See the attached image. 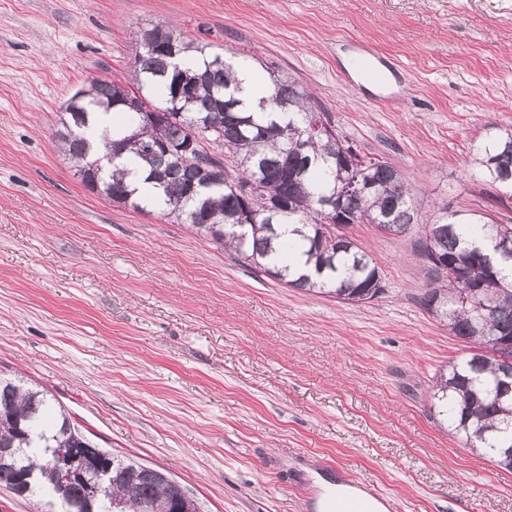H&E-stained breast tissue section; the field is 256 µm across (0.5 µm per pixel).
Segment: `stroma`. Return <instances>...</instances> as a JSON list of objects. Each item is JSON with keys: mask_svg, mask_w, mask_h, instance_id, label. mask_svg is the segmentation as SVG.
<instances>
[{"mask_svg": "<svg viewBox=\"0 0 512 512\" xmlns=\"http://www.w3.org/2000/svg\"><path fill=\"white\" fill-rule=\"evenodd\" d=\"M159 23L313 90L349 145L416 188L422 222L512 225V196L469 162L487 124L512 126V0H0V377L167 471L200 512H316L325 480L400 512H512V472L438 414L436 379L468 349L422 305L438 278L422 222L346 227L385 288L345 304L83 186L59 109L125 76ZM369 48L384 81L349 64Z\"/></svg>", "mask_w": 512, "mask_h": 512, "instance_id": "obj_1", "label": "stroma"}]
</instances>
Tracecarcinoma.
Listing matches in <instances>:
<instances>
[{
	"instance_id": "cac0c4a2",
	"label": "carcinoma",
	"mask_w": 512,
	"mask_h": 512,
	"mask_svg": "<svg viewBox=\"0 0 512 512\" xmlns=\"http://www.w3.org/2000/svg\"><path fill=\"white\" fill-rule=\"evenodd\" d=\"M162 31L173 32L175 27L157 24L141 32L132 85L94 79L82 89L83 97L73 109L60 112L53 137L77 172L112 156V165L97 180H82L84 186L116 204L173 216L292 288L330 294L348 304L378 297L384 290L378 267L352 239L333 238L336 225L327 218L326 203L352 181L370 185L371 192L343 199L351 223L402 234L404 225L418 223L411 186L386 161L349 168L345 159L352 146L343 144L333 130L311 132L320 110L313 94L290 76L272 74L266 108L246 110L236 67L249 62L232 53H214L206 42L181 39L186 69L197 73L199 80L192 94L175 99L169 58L155 47ZM100 109L121 115V123L95 131L88 117ZM143 112L157 113L156 121L142 122ZM199 121L213 129L200 134V143L188 153L173 154L187 143ZM95 136L104 140L106 151L94 156ZM209 147L224 150L238 171L222 185L191 182L200 165L217 161ZM470 154L487 182L512 192V127L488 128L471 144ZM287 169L302 178L289 180ZM268 198L285 201V207L262 211ZM247 201L261 214L256 223L243 226L239 219ZM282 224H300L305 231L298 241L282 243ZM433 224L436 233L424 245V256L441 273L444 269L434 261V253L450 265L466 263L469 284L446 276L425 292L423 306L476 349L440 376L438 413L467 447L482 449L501 468L512 471V456L502 453L512 448V392L502 388L505 375L512 372V273L504 270V264H512V255L497 258V279L490 278L486 268L494 238H512V225L490 224L482 216L458 211L442 213ZM467 287L480 289L478 303L466 301ZM436 299L442 304L438 310L432 307ZM0 448L25 449L16 467L0 468V486L13 489L18 471L33 472L34 481L18 495L39 506L47 494L57 498L59 451L76 448L93 460L114 462L112 486L96 512H173L175 487L142 475L141 464L97 447L64 411L53 410L44 392L2 378ZM68 493L67 512H81L84 486L73 483Z\"/></svg>"
}]
</instances>
